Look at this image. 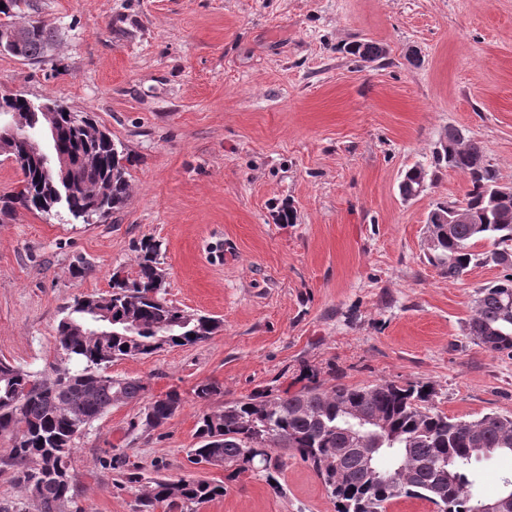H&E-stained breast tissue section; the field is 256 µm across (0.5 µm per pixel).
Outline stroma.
Segmentation results:
<instances>
[{"label": "stroma", "mask_w": 512, "mask_h": 512, "mask_svg": "<svg viewBox=\"0 0 512 512\" xmlns=\"http://www.w3.org/2000/svg\"><path fill=\"white\" fill-rule=\"evenodd\" d=\"M34 2L57 44L37 60L0 54V93L90 113L130 156L132 192L103 221L21 209L0 222V359L50 372L66 306L108 294L146 241L160 246L167 302L221 323L206 341L110 366L146 390L77 437L85 512H134L130 465L224 483L201 512H335L299 459L274 487L188 459L208 407L311 371L327 387L424 381L448 415H512V360L464 334L499 268L451 280L425 257V218L463 197L464 176L440 171L412 201L398 191L451 127L512 184V0ZM362 39L384 58L347 54ZM202 382L220 395L200 401ZM172 391L182 404L169 420L132 429ZM474 470L475 495L495 498L512 455Z\"/></svg>", "instance_id": "1"}]
</instances>
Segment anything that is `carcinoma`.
I'll list each match as a JSON object with an SVG mask.
<instances>
[{
	"label": "carcinoma",
	"instance_id": "carcinoma-1",
	"mask_svg": "<svg viewBox=\"0 0 512 512\" xmlns=\"http://www.w3.org/2000/svg\"><path fill=\"white\" fill-rule=\"evenodd\" d=\"M34 10L33 0H8L0 8V26L18 14ZM33 35L24 42L17 57L36 60L54 45L55 34L39 21L29 19ZM348 53L367 61L383 58L379 43L356 41ZM57 147L71 156L80 180L77 194L65 210L74 218H86L96 209L103 219L121 209L130 194L125 157L113 148L112 137L103 134L89 114L60 112L55 117ZM465 176L471 220L448 224V204L438 203L439 230L433 257L429 259L448 278L458 280L478 266L501 268L500 276L475 291L471 314L465 322L466 336L485 350L512 358V202L498 198L499 174L483 146L467 140L453 159L432 152L431 169L420 164L409 168L401 188L409 193L421 174L432 178L440 169ZM20 189L0 197V215L13 218L17 209L45 214L58 208L51 181L40 167L21 168ZM158 245L140 247L137 268L112 274V292L107 297H77L56 328L57 348L75 369L65 367L53 378L23 370L0 360V432L19 437L9 454L0 457V471L10 470L20 489L14 498L0 499V512H70L76 504L69 472L75 439L113 404L138 400L145 385L136 379L114 378L108 373L113 362L151 355L161 349L162 334L169 346L206 341L218 323L205 316H187L162 298L155 285ZM95 309L112 312V318H130L138 323L134 336H94L80 333ZM436 391L427 382L399 385L378 381L367 385L338 383L323 387L316 375L297 391L259 393L216 407L199 419L200 445L191 450L190 462L210 463L233 474L244 470L234 462L250 457V472L275 480L283 466V448L310 466L324 481L336 512H368L374 503L380 512L399 499H419L438 512H475L478 500L470 491L473 465L481 461L479 448L495 453H512V415L485 413L475 419L450 417L435 405ZM181 399L170 392L151 401L141 422L131 429H155L170 419ZM367 417L379 416L387 425L380 447L391 452L379 460L383 478L370 480L360 461L361 445L349 442L346 408ZM346 448L337 462L334 450ZM136 492V512H200L201 507L224 495V485L209 479L153 477L138 472L126 476ZM446 485L448 499L437 503L434 492Z\"/></svg>",
	"mask_w": 512,
	"mask_h": 512
}]
</instances>
